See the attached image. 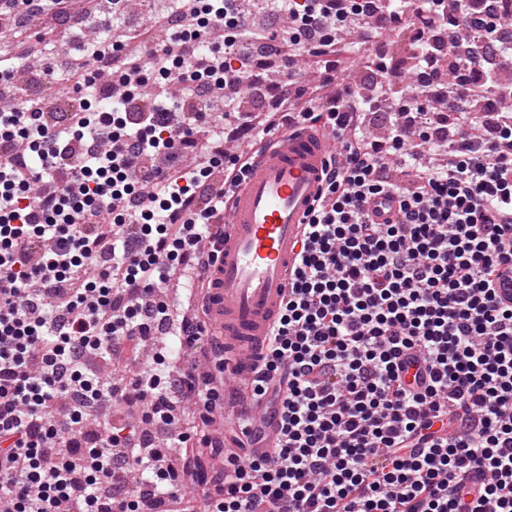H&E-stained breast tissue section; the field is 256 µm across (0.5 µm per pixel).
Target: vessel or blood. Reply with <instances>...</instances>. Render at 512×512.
<instances>
[{
	"instance_id": "b4317fda",
	"label": "vessel or blood",
	"mask_w": 512,
	"mask_h": 512,
	"mask_svg": "<svg viewBox=\"0 0 512 512\" xmlns=\"http://www.w3.org/2000/svg\"><path fill=\"white\" fill-rule=\"evenodd\" d=\"M336 153L332 137L310 130L279 136L261 155L224 213V237L215 243L205 299L209 335L229 347L224 370V412L261 419L260 408L240 401L255 354L265 344L280 311L290 272L301 247V231Z\"/></svg>"
}]
</instances>
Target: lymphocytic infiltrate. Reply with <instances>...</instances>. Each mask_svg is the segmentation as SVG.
<instances>
[{
  "label": "lymphocytic infiltrate",
  "instance_id": "obj_1",
  "mask_svg": "<svg viewBox=\"0 0 512 512\" xmlns=\"http://www.w3.org/2000/svg\"><path fill=\"white\" fill-rule=\"evenodd\" d=\"M168 10L195 31L136 52L113 44L106 69L93 56L63 69L45 58L82 95L65 123L19 87L0 112V139L34 155L0 163V512H143L146 498L178 499L177 462L211 445L177 429L186 417L208 423L224 398L196 360L171 369L161 341L127 382L90 365L143 345L159 320L198 346L205 322L169 303L167 282L181 269L194 308L209 289L214 254L200 243L223 238L255 160L225 155L224 127L267 148L280 130L234 110L258 81L238 0ZM271 12L289 21L272 41L286 67L337 18L336 0H273ZM432 21L466 35L428 62L405 102L384 79L370 96L318 99L302 115L340 137L346 163L310 211L251 383L269 418L253 447L225 451L202 512H512V304L496 294L512 270V84L497 79L512 65V6L460 2L448 14L433 0ZM214 28L224 46L202 52ZM105 74L123 102L139 101L136 116L92 108ZM199 84L224 91L222 115L195 97ZM371 97L389 118L386 151L368 137ZM425 143L447 164L422 168ZM393 159L406 182L387 178ZM220 167L226 185L209 190ZM381 196L398 204L384 224L368 212ZM109 398L145 403V420L173 429L166 446L127 422L87 431Z\"/></svg>",
  "mask_w": 512,
  "mask_h": 512
}]
</instances>
